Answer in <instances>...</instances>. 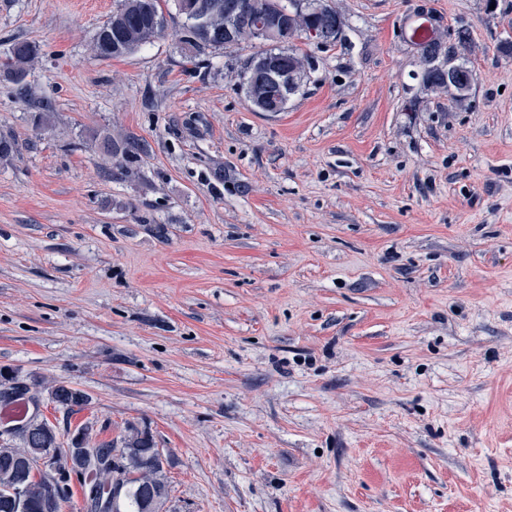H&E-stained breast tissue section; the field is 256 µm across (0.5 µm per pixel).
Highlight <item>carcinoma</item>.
Wrapping results in <instances>:
<instances>
[{
  "mask_svg": "<svg viewBox=\"0 0 512 512\" xmlns=\"http://www.w3.org/2000/svg\"><path fill=\"white\" fill-rule=\"evenodd\" d=\"M264 2L272 9L293 11L294 18L289 34L283 40L271 43L269 49H259L253 54L258 57L272 52L282 54L288 66L299 71L310 63V56L299 53L289 46L295 38L311 39V29L317 23L339 24L347 27L344 15L326 0H312L313 9L298 12L294 10L297 0H241L246 10H251L258 2ZM162 0H119L112 15L97 30L93 50L102 59H112L134 52L137 48L152 42L166 28L167 18L161 5ZM199 0H174L178 14L183 18L182 43L197 58L220 50H233L244 44L257 45L251 29L240 21H232L224 16V8L209 11L205 17V27L194 22L193 4ZM236 28V38L224 41V27ZM467 45L459 47L453 76H448L440 64L434 63L421 76L422 83L434 90L444 91L453 87L461 98L475 81V74L462 54ZM37 57V46L18 41L13 44L10 55L0 64V70L14 85L16 99L29 102L33 92L26 80L27 65ZM103 153L109 158L128 159L138 153L139 146L130 140H118L112 133H105L100 142ZM41 382L26 380L17 374L0 373V403L34 402L40 393ZM51 402L55 409L71 416L89 403L86 393L64 384L49 388ZM83 440L93 447L97 462L85 467L80 476L73 479L72 457L61 448L55 429L45 420L28 418L15 428L14 435L19 443L0 447V512H45L44 498L48 486L54 485L68 502L79 488L85 512H160L168 498V484L164 466L169 457L156 448L153 436L143 430L131 428L117 445L112 440H96L91 427L79 428ZM39 448H54L57 454L53 468L28 480L23 499L10 498L9 489L20 477V465Z\"/></svg>",
  "mask_w": 512,
  "mask_h": 512,
  "instance_id": "cac0c4a2",
  "label": "carcinoma"
}]
</instances>
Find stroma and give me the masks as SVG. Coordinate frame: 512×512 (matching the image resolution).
Wrapping results in <instances>:
<instances>
[{
  "instance_id": "1",
  "label": "stroma",
  "mask_w": 512,
  "mask_h": 512,
  "mask_svg": "<svg viewBox=\"0 0 512 512\" xmlns=\"http://www.w3.org/2000/svg\"><path fill=\"white\" fill-rule=\"evenodd\" d=\"M345 41L282 112L248 50L187 59L178 20L91 50L118 0H0V371L169 455L167 512H512V0H329ZM467 29L463 104L404 34ZM141 150L111 172L103 132ZM37 46L27 42L18 41L13 44L10 55L0 64V70L7 74V77L14 85V96L16 99L29 102L33 92L26 80L28 75L27 65L37 57ZM49 395L55 409L63 412L67 417L81 411L89 403L86 393L64 384L52 385L49 388Z\"/></svg>"
}]
</instances>
